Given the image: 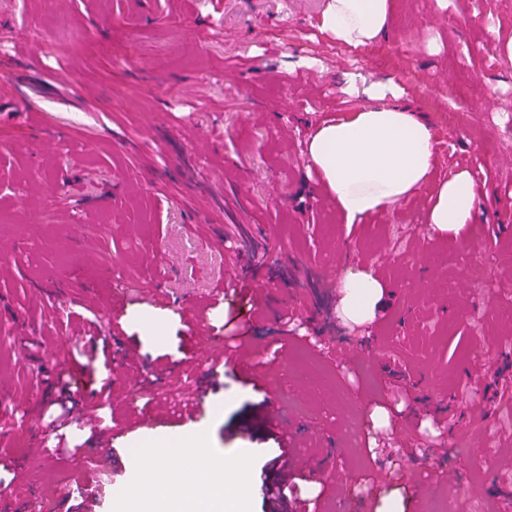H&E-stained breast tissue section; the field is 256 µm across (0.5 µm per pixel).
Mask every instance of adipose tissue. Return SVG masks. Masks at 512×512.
I'll return each instance as SVG.
<instances>
[{"mask_svg": "<svg viewBox=\"0 0 512 512\" xmlns=\"http://www.w3.org/2000/svg\"><path fill=\"white\" fill-rule=\"evenodd\" d=\"M393 0H328L322 27L346 47L364 49L392 24ZM353 92L366 97L360 110L322 124L313 134L308 154L323 178L331 203L347 224L363 223L408 200L431 176L436 145L431 129L410 112L392 105L400 88L390 79L371 80L344 73ZM479 181L463 170L435 190L427 221L442 232L457 233L473 223ZM342 307L356 322L370 320L383 285L372 272L349 273L340 284ZM129 480L112 500L113 512H224V463L210 459L206 489L194 482L171 486L166 471L141 481V459H126Z\"/></svg>", "mask_w": 512, "mask_h": 512, "instance_id": "1", "label": "adipose tissue"}]
</instances>
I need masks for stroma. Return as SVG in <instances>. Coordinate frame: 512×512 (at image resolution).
Masks as SVG:
<instances>
[{"label": "stroma", "mask_w": 512, "mask_h": 512, "mask_svg": "<svg viewBox=\"0 0 512 512\" xmlns=\"http://www.w3.org/2000/svg\"><path fill=\"white\" fill-rule=\"evenodd\" d=\"M325 3L68 0L61 10L0 0V105L23 99L0 114V241L16 245L0 265V356L13 360L0 377L15 388L0 457L38 472L47 512L84 478L77 462L26 455L61 376L109 395L112 429L204 395L193 419L119 438L116 456L203 435L208 454L248 456L252 512H268L260 486L279 450L261 433L228 430L268 396L296 421L299 449L351 478V512H420L405 473L430 483L451 467L467 488L456 512L481 502L499 512L512 498V470L494 466L498 446L512 445V0H395L392 27L360 50L323 31ZM346 72L393 79L399 106L436 143L430 184L362 224L343 223L307 152L319 125L366 103L347 92ZM56 128L64 137L46 143ZM463 169L486 180L478 219L437 233L425 222L435 185ZM255 224L266 236H251ZM85 245L98 267L83 265ZM240 251L267 265L276 308L240 326L256 381L228 365L216 383L187 352L182 308L208 304L209 334L223 341L240 303L212 299ZM357 269L386 284L383 319L351 323L340 299L319 293L320 272ZM155 284L168 305L145 302ZM45 288L50 301H30ZM116 294L125 304L115 326L102 306ZM89 338L106 345L109 364L80 356ZM127 342L150 355L139 389L119 378ZM298 373L315 382L303 397L290 389ZM398 388L401 418L371 413ZM410 435L420 448L405 447ZM364 438L399 470L376 493L363 478L373 466Z\"/></svg>", "instance_id": "obj_1"}]
</instances>
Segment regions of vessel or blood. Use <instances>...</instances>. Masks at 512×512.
<instances>
[{"label":"vessel or blood","mask_w":512,"mask_h":512,"mask_svg":"<svg viewBox=\"0 0 512 512\" xmlns=\"http://www.w3.org/2000/svg\"><path fill=\"white\" fill-rule=\"evenodd\" d=\"M224 288L232 292L251 311H259L269 307L272 296V287L263 265H253L249 268H229L224 279ZM184 322L191 329L193 336L189 343L190 352L202 356L204 363L212 375H220L225 364H232L242 377H250L254 364V352L250 349H241L233 355H226L223 347L205 343L201 337L202 330L207 321L197 306H189L184 313ZM260 428L269 436L276 439L281 451L272 462V468L277 472H305L311 475L326 474V467L315 457L299 451L295 446L292 430L287 417L281 412L274 399H267L256 411L254 421L239 425L237 434L249 433L253 428ZM117 436L115 433L103 432L96 440L93 449L82 462L83 469L91 476L90 483L67 488L59 497L60 503L66 504L77 500L83 505L85 512H94L97 502L106 496L112 484V470L110 462L113 457L112 449ZM165 468L170 472L174 482H182L190 479L199 485H207L209 471L205 463H198L191 473H184L182 467L165 457L158 450H151L150 462L145 465L141 477L150 480L156 468ZM413 497L416 501L423 502L438 492L448 493L455 498L462 495L458 469L451 468L444 471L437 483L425 484L419 481L413 482Z\"/></svg>","instance_id":"b4317fda"}]
</instances>
